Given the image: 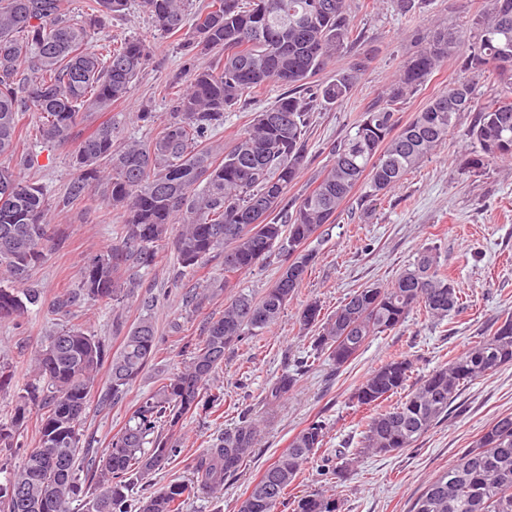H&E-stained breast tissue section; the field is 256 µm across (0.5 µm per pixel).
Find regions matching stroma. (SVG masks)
<instances>
[{
	"label": "stroma",
	"instance_id": "obj_1",
	"mask_svg": "<svg viewBox=\"0 0 512 512\" xmlns=\"http://www.w3.org/2000/svg\"><path fill=\"white\" fill-rule=\"evenodd\" d=\"M483 2L424 0L405 12L397 0H350L358 38L322 77L334 78L360 56L368 58V67L343 104L321 105L312 112L306 132L308 168L289 187V202H297L328 165L329 144L344 137L364 112L378 106L382 90L416 41L432 35L438 23L468 32L469 21ZM131 35L150 42L158 40L138 0H131L126 14L109 21L94 40L99 43ZM179 57L174 41L162 43L153 65L133 83L125 102L113 108L117 143L155 136L158 121L171 110L164 87L177 76ZM461 76L456 58H449L400 104L401 122L411 121L438 90ZM283 91L279 84H268L262 93L225 113L219 141L227 142L243 131L253 113L272 104ZM142 108L155 113V125L140 127L129 122V113ZM22 123L28 131L25 146L37 157L26 175L46 187L50 201H58L73 171L72 150L49 147L36 139V113H25ZM472 124V113H460L448 141L381 200L367 205L362 203L360 192H353L335 223L324 225L310 240L316 261L279 321L262 335L245 337L226 349L224 362L211 380L224 390L219 416L187 418L177 435L181 454L148 483L137 484L135 496L182 482L187 486L183 512H237L239 501L259 472L285 452L309 422L318 419L326 427L323 446L289 488L288 499L278 512H293L294 500L322 491L337 494L341 512H412L429 481L471 448L497 417L512 415V365H505L464 386L447 418L411 447L352 459L347 475L340 480L324 471L326 462L335 461L337 451L349 452L358 446L364 411L353 406L352 396L375 368L390 356L402 354L412 359L414 377L426 375L447 366L467 347L488 336L501 314L512 313V163L493 161L482 170L465 171L462 153ZM51 216L55 247L30 276L31 283L43 292V303L20 324L0 323V361L16 368L15 383L0 390V421L8 420L13 412L17 394L26 382L27 359L53 330L79 325L116 348L127 328L141 316L151 315L163 339L160 354L122 400L106 406L91 400L82 423L84 434L104 448L123 430L138 403L155 389L157 379L180 368L179 339L200 338L207 322L223 314L225 301L237 291L261 296L276 282L281 263L278 256H271L251 273L228 282L224 279L223 255L211 256L201 267L189 270L178 264L166 245L155 266L137 273L136 287L125 289L120 305L84 300L61 308L58 300L78 288L83 263L108 250L118 240L122 224L119 215H104L93 200L52 210ZM427 247L436 249L440 264L460 289L464 303L460 313L437 325L415 312L398 329L371 337L343 367H335L324 358L307 364L311 333L301 329L298 322L302 305L320 300L323 316H331L351 292L391 282ZM206 283L213 284L214 289L203 307L184 305V295ZM296 369L301 377L288 399L267 404L269 384L283 372ZM247 414L261 421L256 448L235 475L225 478L222 491L211 495L201 492L197 486L198 458Z\"/></svg>",
	"mask_w": 512,
	"mask_h": 512
}]
</instances>
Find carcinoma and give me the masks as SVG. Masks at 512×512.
I'll return each instance as SVG.
<instances>
[{"label":"carcinoma","instance_id":"obj_1","mask_svg":"<svg viewBox=\"0 0 512 512\" xmlns=\"http://www.w3.org/2000/svg\"><path fill=\"white\" fill-rule=\"evenodd\" d=\"M129 2L87 0L75 20L69 0H0V156L16 158L15 166L0 167V321L18 323L42 304L29 272L54 246L47 190L21 175L35 164L33 154L20 150L24 112L39 115L40 142L73 147L67 203L93 196L123 218L120 240L81 267L83 298L120 304L123 268H151L163 243L185 269L222 253L226 284L274 252L281 272L261 298L238 293L205 336L184 341L182 369L160 379L131 423L102 450L80 432L100 370L109 364V384L99 401H120L160 350L156 325L149 316L139 318L116 351L80 326L50 333L29 360L12 416L0 422V473H6L0 512H73L72 502L87 488L86 512H181L185 485L171 483L136 501L134 486L180 454L176 434L187 417L220 411L224 393L209 381L224 363L226 348L276 324L316 259L309 241L323 225L335 223L353 191L361 189L369 202L391 192L448 140L462 112L477 113L469 131L475 147L463 158L466 169L512 159V0H485L467 36L440 27L419 42L383 91L382 104L331 144V163L291 211L285 199L308 165L310 112L347 100L365 69L360 60L330 81L310 84L355 34L348 0H207L198 9L194 0H140L158 32L178 37L186 83L153 138L119 147L110 122L85 137L77 128L89 115L110 112L125 100L156 57L157 48L136 37L88 49L92 34L106 20L123 16ZM456 53L469 76L439 90L412 121L400 125L398 104ZM480 77L493 79L500 91L479 96ZM271 82L288 92L254 113L230 142L213 145L224 113ZM460 306L458 288L429 247L391 283L354 291L326 321L315 300L299 310L298 321L305 329L320 325L310 358L324 357L340 368L370 337L400 327L410 313L423 312L440 323ZM495 324L493 333L448 366L413 383V363L405 356L376 368L354 396L359 406L375 410L357 453L410 447L448 416L462 386L512 364V314ZM298 382V373H282L268 388L267 403L287 399ZM401 391L406 395L400 401L386 404ZM34 415L38 443L25 449L19 437ZM324 435L321 420L302 429L263 470L238 512H277ZM259 436V424L244 416L206 449L197 466L203 492L220 490ZM339 507L335 495L316 493L300 498L295 512ZM413 512H512V416L496 419L455 464L429 481Z\"/></svg>","mask_w":512,"mask_h":512}]
</instances>
